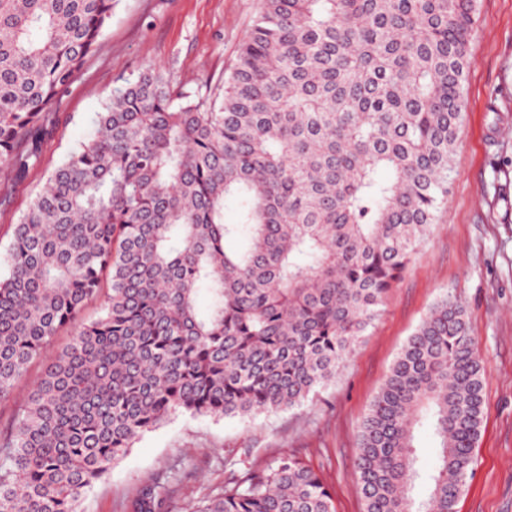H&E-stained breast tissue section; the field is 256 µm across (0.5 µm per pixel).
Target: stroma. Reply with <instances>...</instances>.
Returning a JSON list of instances; mask_svg holds the SVG:
<instances>
[{"label": "stroma", "instance_id": "stroma-1", "mask_svg": "<svg viewBox=\"0 0 512 512\" xmlns=\"http://www.w3.org/2000/svg\"><path fill=\"white\" fill-rule=\"evenodd\" d=\"M259 0H117L98 50L51 110L56 125L23 180L0 172V253L29 201L69 151L89 138L115 88L150 65L207 94L224 78ZM465 118L448 203L336 381L302 406L248 419L178 415L146 433L81 512H119L121 498L184 449L197 451L190 489L222 480L227 450L265 463L308 449L336 512H363L354 470L360 426L401 348L444 294L465 306L486 367L474 473L457 512H512V0H478L469 40Z\"/></svg>", "mask_w": 512, "mask_h": 512}]
</instances>
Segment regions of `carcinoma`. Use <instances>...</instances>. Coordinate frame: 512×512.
Returning a JSON list of instances; mask_svg holds the SVG:
<instances>
[{
    "instance_id": "carcinoma-1",
    "label": "carcinoma",
    "mask_w": 512,
    "mask_h": 512,
    "mask_svg": "<svg viewBox=\"0 0 512 512\" xmlns=\"http://www.w3.org/2000/svg\"><path fill=\"white\" fill-rule=\"evenodd\" d=\"M114 4L0 0V168L14 179L39 164L48 108ZM476 5L260 0L217 94L178 91L151 66L113 92L4 257L0 402L46 363L0 429V512H80L171 417L291 409L335 381L448 202ZM106 282L102 313L56 347ZM485 375L466 308L446 294L362 422L364 512H455ZM425 420L438 451L417 501ZM193 466L180 455L120 512H335L301 452L260 464L230 450L224 480L183 497Z\"/></svg>"
}]
</instances>
